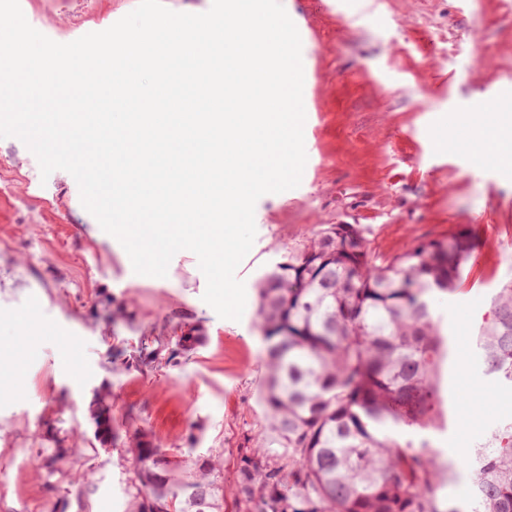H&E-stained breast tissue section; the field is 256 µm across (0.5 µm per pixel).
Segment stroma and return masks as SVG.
<instances>
[{
	"instance_id": "35a3bbf8",
	"label": "stroma",
	"mask_w": 512,
	"mask_h": 512,
	"mask_svg": "<svg viewBox=\"0 0 512 512\" xmlns=\"http://www.w3.org/2000/svg\"><path fill=\"white\" fill-rule=\"evenodd\" d=\"M138 0H20L28 23L58 43L108 29ZM301 20L307 161L298 187L262 196L256 238L239 265L246 307L220 318L203 300L197 260L177 252L166 277L133 272L120 243L81 204L73 176L42 177L17 138L0 139V512H126L130 460L119 451L71 457L95 473L90 499L50 488L40 455L51 436L94 441L89 404L112 394L120 435L148 433L186 463L224 458L264 433L267 351L257 281L323 224H355L390 260L421 241L468 227L478 248L459 290L436 301L448 333L442 428L427 438L454 462L442 506L473 512L463 457L512 420V390L479 367L475 339L491 298L512 279V171L476 161L469 118L512 110V0H282ZM122 318H113L117 308ZM149 336L166 337L148 367L123 364ZM196 337L188 350L180 337Z\"/></svg>"
}]
</instances>
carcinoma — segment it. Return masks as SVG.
Masks as SVG:
<instances>
[{"label":"carcinoma","instance_id":"obj_1","mask_svg":"<svg viewBox=\"0 0 512 512\" xmlns=\"http://www.w3.org/2000/svg\"><path fill=\"white\" fill-rule=\"evenodd\" d=\"M327 224L289 252L257 283L268 343L263 438L238 448L237 480L224 486L222 461L191 470L145 433L121 452L130 456L128 512H455L440 507L438 469L428 441L382 431L387 423L420 431L437 427L444 402L442 369L448 336L432 302L457 292L474 240L459 227L385 262L370 257L354 224ZM332 251L336 287L320 288L295 271L307 256ZM477 346L483 374L512 388V280L491 298ZM90 416L112 429V405L99 394ZM64 440L44 449L41 464L55 488L94 489L87 471L75 478ZM475 512H512V421L498 426L470 457Z\"/></svg>","mask_w":512,"mask_h":512}]
</instances>
